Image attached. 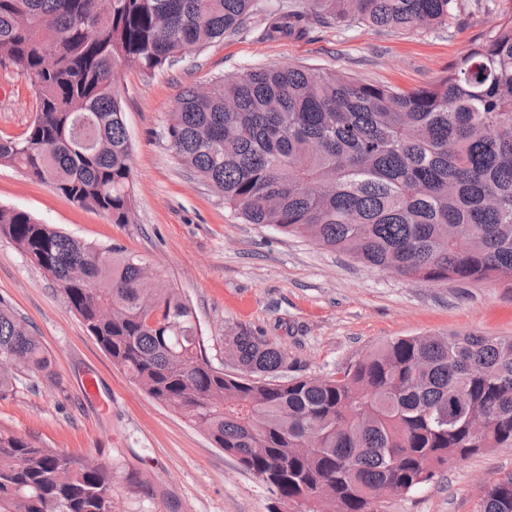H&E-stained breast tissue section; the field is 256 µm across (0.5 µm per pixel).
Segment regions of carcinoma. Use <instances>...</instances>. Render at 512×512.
I'll return each mask as SVG.
<instances>
[{
  "instance_id": "cac0c4a2",
  "label": "carcinoma",
  "mask_w": 512,
  "mask_h": 512,
  "mask_svg": "<svg viewBox=\"0 0 512 512\" xmlns=\"http://www.w3.org/2000/svg\"><path fill=\"white\" fill-rule=\"evenodd\" d=\"M462 0H0V62L30 82L36 115L0 137V164L71 203L129 224L131 146L119 82L261 22L269 41L308 24L450 27ZM165 137L180 165L249 224L307 237L430 283L512 282V4L433 83L404 90L305 66L247 69L176 99ZM9 238L63 290L112 363L181 413L266 487L329 512H381L382 491L431 482L448 456L512 447V338L403 336L323 378H288L286 351L224 327L216 366L191 306L117 245L78 239L0 207ZM108 304L106 320L99 307ZM55 380L52 358L0 301V397L21 377ZM486 417L483 430L471 416ZM114 472L0 433V512H112ZM479 512H512V472Z\"/></svg>"
}]
</instances>
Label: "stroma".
Here are the masks:
<instances>
[{
	"instance_id": "1",
	"label": "stroma",
	"mask_w": 512,
	"mask_h": 512,
	"mask_svg": "<svg viewBox=\"0 0 512 512\" xmlns=\"http://www.w3.org/2000/svg\"><path fill=\"white\" fill-rule=\"evenodd\" d=\"M463 0L448 29L385 33L311 22L306 38L270 42L258 25L145 77L120 81L132 147L136 208L114 224L77 207L50 184L0 165V206L141 257L192 304L207 352L222 362L224 327L263 332L288 354L289 376L325 377L402 336L472 332L512 337V283H426L249 224L178 164L163 132L178 93L243 69L303 65L362 81L420 87L440 77L499 13ZM35 117L25 75L0 64V136L19 137ZM0 300L27 321L54 360L56 383L24 381L0 399V433L28 438L112 467V512H291L287 503L181 414L131 382L87 332L62 289L0 236ZM98 390L89 396L85 376ZM512 472V447L448 464L441 477L386 500L382 512H478L487 486Z\"/></svg>"
}]
</instances>
